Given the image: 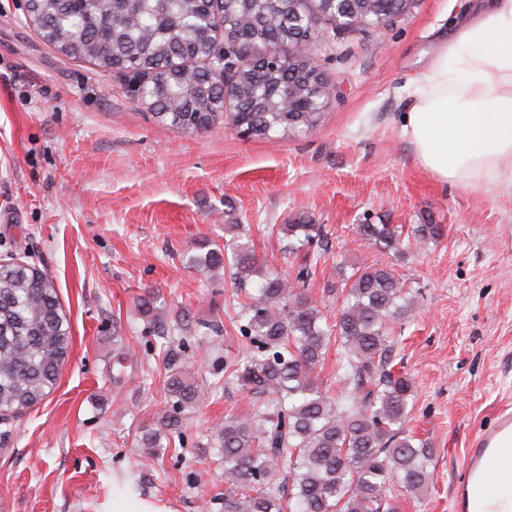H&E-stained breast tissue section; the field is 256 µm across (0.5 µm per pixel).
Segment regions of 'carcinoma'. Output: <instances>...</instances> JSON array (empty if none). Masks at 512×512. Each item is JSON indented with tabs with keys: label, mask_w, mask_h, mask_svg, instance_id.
<instances>
[{
	"label": "carcinoma",
	"mask_w": 512,
	"mask_h": 512,
	"mask_svg": "<svg viewBox=\"0 0 512 512\" xmlns=\"http://www.w3.org/2000/svg\"><path fill=\"white\" fill-rule=\"evenodd\" d=\"M32 21L64 55L146 81L140 99L158 122L198 133L218 122L251 130L259 139L297 136L320 120V107L288 110L282 93L299 97L323 83L299 49L312 16L346 14L368 21L399 14L403 0H34ZM268 45L294 51L265 66L249 53ZM240 57L233 91L212 68L219 48ZM224 245L201 260L227 268L244 301L233 304L241 347L224 358L213 385L233 384L250 396L249 409L224 418V494L218 512H391L395 485L419 493L430 480L432 449L409 427L415 383L396 369L390 324L412 309L393 270L361 265L342 275L340 305L330 314L305 294L329 250L321 224H280L288 254H304L294 277L261 280L242 224H226ZM358 233L388 252H401L403 227L359 224ZM441 224H418L414 244L444 237ZM183 320L157 332L171 365L189 359ZM71 327L45 272L0 263V411L16 416L42 401L69 354ZM336 347L337 396L314 376ZM169 408L146 428L141 444L153 453L162 439L183 440V413L204 391L182 372L167 386Z\"/></svg>",
	"instance_id": "1"
}]
</instances>
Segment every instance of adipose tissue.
I'll use <instances>...</instances> for the list:
<instances>
[{
	"mask_svg": "<svg viewBox=\"0 0 512 512\" xmlns=\"http://www.w3.org/2000/svg\"><path fill=\"white\" fill-rule=\"evenodd\" d=\"M402 132L446 184H512V0H482L425 63ZM101 512H168L128 478Z\"/></svg>",
	"mask_w": 512,
	"mask_h": 512,
	"instance_id": "adipose-tissue-1",
	"label": "adipose tissue"
}]
</instances>
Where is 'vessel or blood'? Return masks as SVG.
I'll use <instances>...</instances> for the list:
<instances>
[{"mask_svg":"<svg viewBox=\"0 0 512 512\" xmlns=\"http://www.w3.org/2000/svg\"><path fill=\"white\" fill-rule=\"evenodd\" d=\"M508 456L512 457V410L504 408L465 452L462 478L453 492L455 512H495L486 499L498 483H512V468L502 465Z\"/></svg>","mask_w":512,"mask_h":512,"instance_id":"obj_1","label":"vessel or blood"}]
</instances>
